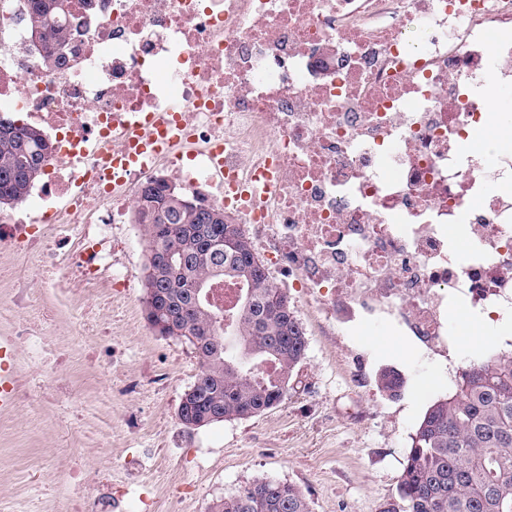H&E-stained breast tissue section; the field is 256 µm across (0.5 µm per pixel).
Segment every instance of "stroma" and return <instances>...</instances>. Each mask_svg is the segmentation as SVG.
<instances>
[{
    "instance_id": "35a3bbf8",
    "label": "stroma",
    "mask_w": 512,
    "mask_h": 512,
    "mask_svg": "<svg viewBox=\"0 0 512 512\" xmlns=\"http://www.w3.org/2000/svg\"><path fill=\"white\" fill-rule=\"evenodd\" d=\"M41 239L36 249L0 250V336L23 322L36 330L10 362L19 399L0 409V481L20 501L68 497L33 477L64 470L82 448L89 474L111 481L114 512H139L142 492L156 512H209L262 478L298 487L310 512H398L410 438L427 409L471 361L512 356V317L487 328L451 310V340L433 354L387 323L330 335L292 288L309 347L286 399L254 417L188 429L177 412L201 363L189 343L160 335L146 318L138 225L110 228L112 261L125 271L120 288L108 269L82 282L70 264L82 246L77 232L48 226ZM21 282L34 294L23 313L13 304ZM101 301L108 318L94 336L86 319ZM386 370L403 380L392 395L378 387ZM53 374L66 378L72 398L48 389Z\"/></svg>"
}]
</instances>
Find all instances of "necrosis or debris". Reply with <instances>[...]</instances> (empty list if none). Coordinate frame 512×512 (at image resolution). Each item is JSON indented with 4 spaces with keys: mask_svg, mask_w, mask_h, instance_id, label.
<instances>
[{
    "mask_svg": "<svg viewBox=\"0 0 512 512\" xmlns=\"http://www.w3.org/2000/svg\"><path fill=\"white\" fill-rule=\"evenodd\" d=\"M27 8L0 0V111L42 127L53 151L34 209L0 216V242L72 225L85 242L73 262L95 280L110 226L164 169L236 216L336 331L387 320L436 347L456 304L488 327L512 314V148L490 162L470 146L494 128L492 90L512 87V0H69L54 72ZM161 115L192 147L100 178L91 147L125 149ZM50 479L71 490L62 512L112 496L79 459Z\"/></svg>",
    "mask_w": 512,
    "mask_h": 512,
    "instance_id": "necrosis-or-debris-1",
    "label": "necrosis or debris"
}]
</instances>
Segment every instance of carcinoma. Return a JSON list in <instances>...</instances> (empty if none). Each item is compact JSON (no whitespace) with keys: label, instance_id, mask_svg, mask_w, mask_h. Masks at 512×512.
<instances>
[{"label":"carcinoma","instance_id":"carcinoma-1","mask_svg":"<svg viewBox=\"0 0 512 512\" xmlns=\"http://www.w3.org/2000/svg\"><path fill=\"white\" fill-rule=\"evenodd\" d=\"M68 0H29L28 31L62 46V19ZM52 150L46 133L34 126L0 120V200L25 201L41 177ZM133 208L144 227L147 250L168 255L173 265H156L151 277L162 305L182 315L180 338L194 347L201 373L199 392L185 419L206 424L254 417L278 404L305 358L308 338L293 307L270 299L284 289L266 267L241 227L224 223V209L209 206L201 228L195 212L164 182L142 183ZM234 234L229 246L220 243ZM244 286L230 319L207 300L216 280ZM400 512H512V358L473 361L454 391L435 401L411 436L400 480ZM210 512H309L296 486L259 479L214 502Z\"/></svg>","mask_w":512,"mask_h":512}]
</instances>
